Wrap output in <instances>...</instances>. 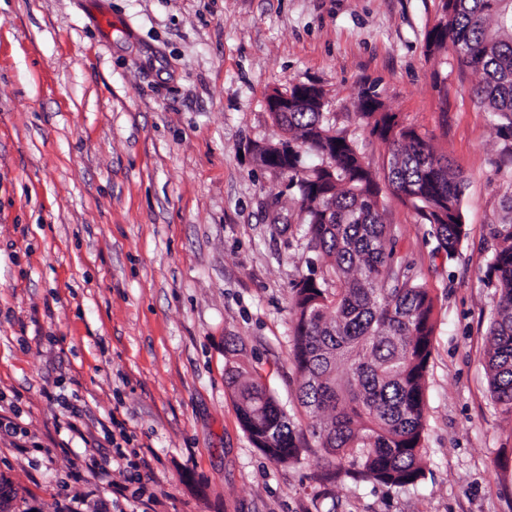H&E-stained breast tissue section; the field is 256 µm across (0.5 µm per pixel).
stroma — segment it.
I'll return each mask as SVG.
<instances>
[{
	"mask_svg": "<svg viewBox=\"0 0 512 512\" xmlns=\"http://www.w3.org/2000/svg\"><path fill=\"white\" fill-rule=\"evenodd\" d=\"M440 5L0 0V475L19 512H512V416L486 369L512 135L478 104L477 68L426 55ZM296 83L374 173L389 145L357 117L368 88L464 178L451 261L383 194L435 304L412 486L321 484L314 448L270 461L225 386L241 363L298 434L319 423L290 358L312 254L287 175L255 152L281 136L267 95Z\"/></svg>",
	"mask_w": 512,
	"mask_h": 512,
	"instance_id": "1",
	"label": "stroma"
}]
</instances>
